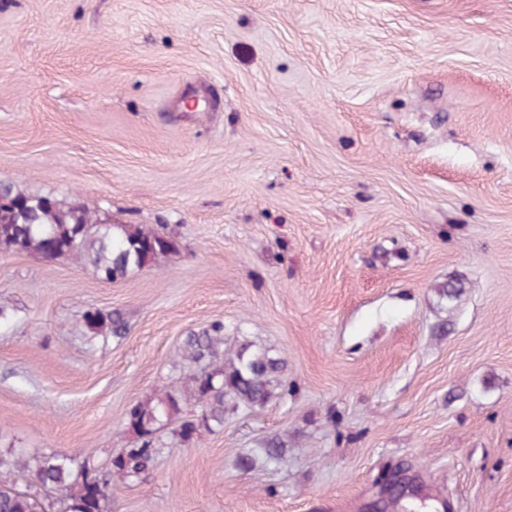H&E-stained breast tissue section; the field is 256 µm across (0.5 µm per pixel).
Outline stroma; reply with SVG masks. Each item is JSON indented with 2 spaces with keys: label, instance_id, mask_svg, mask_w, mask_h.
Instances as JSON below:
<instances>
[{
  "label": "stroma",
  "instance_id": "1",
  "mask_svg": "<svg viewBox=\"0 0 512 512\" xmlns=\"http://www.w3.org/2000/svg\"><path fill=\"white\" fill-rule=\"evenodd\" d=\"M0 181L175 241L116 283L0 252L15 453L104 466L220 323L291 393L162 429L112 512H368L393 474L512 512V0H0ZM86 327L96 336H112L120 339L126 335L127 323L119 311L100 309L87 311L84 315ZM288 454V438L280 435L273 436L264 441L261 448H255L249 453L237 457L238 466L247 470L262 464H271L281 461Z\"/></svg>",
  "mask_w": 512,
  "mask_h": 512
}]
</instances>
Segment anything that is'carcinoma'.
<instances>
[{"label": "carcinoma", "instance_id": "carcinoma-1", "mask_svg": "<svg viewBox=\"0 0 512 512\" xmlns=\"http://www.w3.org/2000/svg\"><path fill=\"white\" fill-rule=\"evenodd\" d=\"M5 204L0 206V252H30L47 259L72 256L94 268L107 282L158 262L174 251L172 237L141 224H107L95 210L77 201L26 195L0 182ZM86 327L96 336L120 339L127 323L114 310H90ZM224 325L186 337L182 358L193 366L190 374L169 389L137 400L125 415V432L134 446L112 456L103 472L104 486L95 487L97 469L60 454L34 458L30 464L11 452L0 451V512H111L112 478L137 479L152 471L161 449V426L176 425L179 442L186 444L205 429L224 427L225 415L239 407L263 408L288 395L285 360L272 348L244 340L224 347ZM194 401L199 413L187 416L184 404ZM288 454V438L276 435L262 447L237 457L247 470L281 461ZM26 481L44 491L40 499L17 488Z\"/></svg>", "mask_w": 512, "mask_h": 512}]
</instances>
